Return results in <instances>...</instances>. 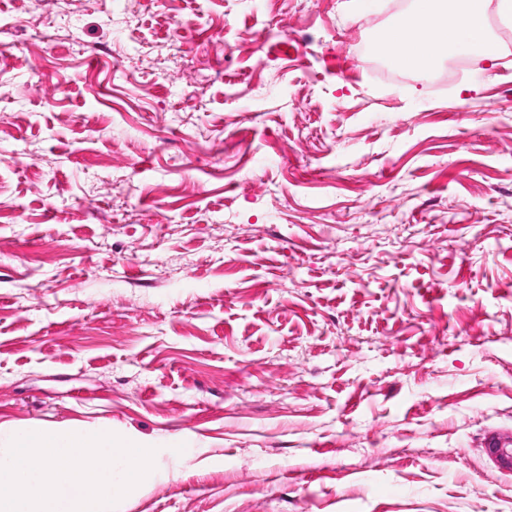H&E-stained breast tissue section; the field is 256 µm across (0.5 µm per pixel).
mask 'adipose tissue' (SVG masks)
Masks as SVG:
<instances>
[{
	"label": "adipose tissue",
	"mask_w": 512,
	"mask_h": 512,
	"mask_svg": "<svg viewBox=\"0 0 512 512\" xmlns=\"http://www.w3.org/2000/svg\"><path fill=\"white\" fill-rule=\"evenodd\" d=\"M487 7L488 0H414L411 15L383 32L377 47L398 66L426 69L439 50L487 43Z\"/></svg>",
	"instance_id": "adipose-tissue-1"
}]
</instances>
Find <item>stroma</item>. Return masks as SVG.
<instances>
[{"instance_id":"stroma-1","label":"stroma","mask_w":512,"mask_h":512,"mask_svg":"<svg viewBox=\"0 0 512 512\" xmlns=\"http://www.w3.org/2000/svg\"><path fill=\"white\" fill-rule=\"evenodd\" d=\"M0 0V429L111 428L117 512H512V22ZM487 0H415L410 16L380 35L379 53L396 65L423 70L441 49L488 42Z\"/></svg>"}]
</instances>
